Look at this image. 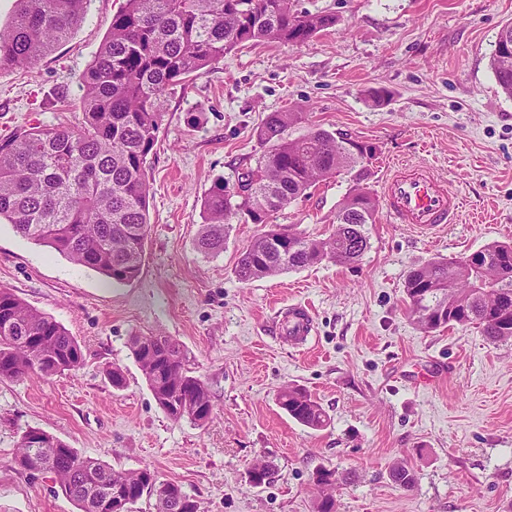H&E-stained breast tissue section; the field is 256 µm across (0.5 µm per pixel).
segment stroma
<instances>
[{
  "label": "stroma",
  "mask_w": 512,
  "mask_h": 512,
  "mask_svg": "<svg viewBox=\"0 0 512 512\" xmlns=\"http://www.w3.org/2000/svg\"><path fill=\"white\" fill-rule=\"evenodd\" d=\"M123 3L90 0L37 73L0 69V142L81 120L78 76ZM296 4L335 15V26L299 45L244 43L167 95L148 157L138 279L109 282L0 222V288L54 316L84 353L75 371L0 380V512H78L53 474L15 465L31 428L119 470L150 466L198 512H313L321 466L355 475L334 491L337 512H512V340L491 344L471 327L422 332L403 300L410 268L512 242V98L489 65L512 0ZM376 89L387 92L384 105L370 101ZM283 111L300 115L287 137L323 128L376 144L373 193L393 164H425L463 208L427 235L382 214L357 263L239 282L237 258L264 227L233 222L223 252L204 256L195 248L202 202L215 181L236 186L264 150L262 120ZM350 186L344 174L319 182L270 221L325 237ZM304 302L316 331L308 348L281 332L289 306ZM136 334L182 345L210 391L211 419L166 415L130 351ZM113 366L123 389L108 379ZM288 385L312 394L326 427L280 408ZM257 459L274 473L254 488ZM403 459L417 474L409 491L388 477Z\"/></svg>",
  "instance_id": "stroma-1"
}]
</instances>
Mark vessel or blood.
<instances>
[{
  "label": "vessel or blood",
  "instance_id": "1",
  "mask_svg": "<svg viewBox=\"0 0 512 512\" xmlns=\"http://www.w3.org/2000/svg\"><path fill=\"white\" fill-rule=\"evenodd\" d=\"M383 198L390 222L409 225L422 233L452 223L460 207L458 197L424 165L395 166L384 182ZM285 321L295 343L311 341L314 320L307 306L291 308Z\"/></svg>",
  "mask_w": 512,
  "mask_h": 512
}]
</instances>
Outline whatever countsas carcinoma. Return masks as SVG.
<instances>
[{"label": "carcinoma", "instance_id": "cac0c4a2", "mask_svg": "<svg viewBox=\"0 0 512 512\" xmlns=\"http://www.w3.org/2000/svg\"><path fill=\"white\" fill-rule=\"evenodd\" d=\"M88 0H18L11 23L0 27V68L35 72L43 57L68 38L82 21ZM332 15L294 8L292 0H125L87 70L80 77L77 106L80 126L32 127L0 144V220L16 233L63 255L77 266L115 283H129L141 272L148 231V156L159 131L167 91L224 59L249 41L302 44L334 26ZM512 24L498 33L490 68L503 93L512 97ZM299 120L297 112H272L258 131L266 149L255 167L238 174L237 190L215 183L203 203L202 229L195 248L204 255L224 250L233 218L265 223L261 202L275 213L320 181L346 171L353 185L329 219L325 238H310L278 226L255 237L241 252L237 279L249 283L290 268L328 260L348 265L369 247L366 226L378 217V201L366 184L367 165L378 151L370 142L322 128L290 139L284 132ZM474 267H453L439 258L412 268L405 279L409 311L425 332L474 325L486 340L512 339V324L495 320L491 310L512 308V244L491 242L478 250ZM456 303L467 305L462 319L448 314L434 320L428 312ZM129 347L152 392L168 414L202 422L212 403L204 381L185 368L179 343L169 336H132ZM84 363L78 341L53 316L0 288V379L30 373L45 377L75 371ZM280 407L297 422L320 429L327 424L322 406L305 389L283 388ZM32 428L21 436L15 462L35 475L56 476L62 492L79 512H109L104 506L122 488L137 498L153 494L157 512H197L195 502L174 481H160L149 466L116 470L80 454L60 439ZM392 482L410 490L413 467L396 463ZM314 512H336V500L316 482Z\"/></svg>", "mask_w": 512, "mask_h": 512}]
</instances>
